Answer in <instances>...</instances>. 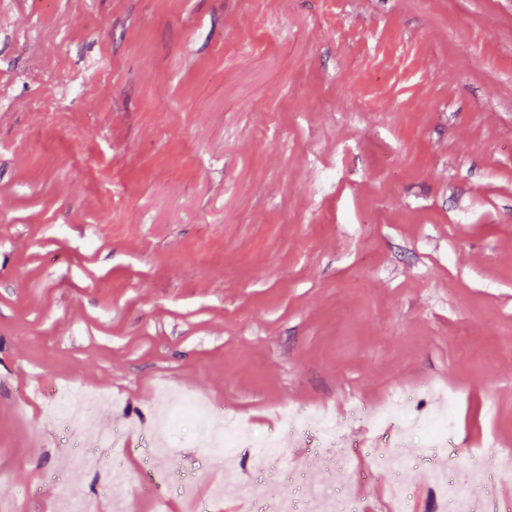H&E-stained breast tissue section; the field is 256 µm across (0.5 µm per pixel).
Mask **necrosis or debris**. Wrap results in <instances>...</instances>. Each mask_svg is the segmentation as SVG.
<instances>
[{"label":"necrosis or debris","instance_id":"1","mask_svg":"<svg viewBox=\"0 0 512 512\" xmlns=\"http://www.w3.org/2000/svg\"><path fill=\"white\" fill-rule=\"evenodd\" d=\"M425 392L432 406L423 413L413 412L408 397L401 396L373 405H354L347 416L348 422L361 421L371 430L394 431V447L370 453L374 471L383 477L388 487V512H410L416 492L415 487L404 483L400 475L404 469L413 470L425 484L431 502V512H482L484 498L480 493L488 473H495L500 480L512 478V452H493L476 460L464 476H457L455 463L439 467L434 458L404 459L398 452L404 442H414L419 448H444L454 424L456 397L434 385H426ZM105 398L92 392L74 393L60 391L57 402L48 407V414L55 419L62 431H69L84 415L89 403L102 404ZM278 419L282 433L304 439L317 437L321 447H336L340 435L335 429V417L327 409L304 410L292 405L280 407ZM208 445L211 452L223 460L224 471H232L239 462V450L251 447L255 456L271 462L283 455L278 438L246 439L236 419L225 416L223 428H210ZM306 508H298L290 500L271 495L262 499L258 512H356L358 500L353 486L340 488H308Z\"/></svg>","mask_w":512,"mask_h":512}]
</instances>
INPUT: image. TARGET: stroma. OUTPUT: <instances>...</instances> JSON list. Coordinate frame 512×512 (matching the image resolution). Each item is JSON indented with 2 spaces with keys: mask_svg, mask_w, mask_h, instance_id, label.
I'll return each mask as SVG.
<instances>
[{
  "mask_svg": "<svg viewBox=\"0 0 512 512\" xmlns=\"http://www.w3.org/2000/svg\"><path fill=\"white\" fill-rule=\"evenodd\" d=\"M427 383L460 467L512 446V0H0V504L153 506L163 384L263 437ZM69 385L119 398L123 483L72 466Z\"/></svg>",
  "mask_w": 512,
  "mask_h": 512,
  "instance_id": "stroma-1",
  "label": "stroma"
}]
</instances>
